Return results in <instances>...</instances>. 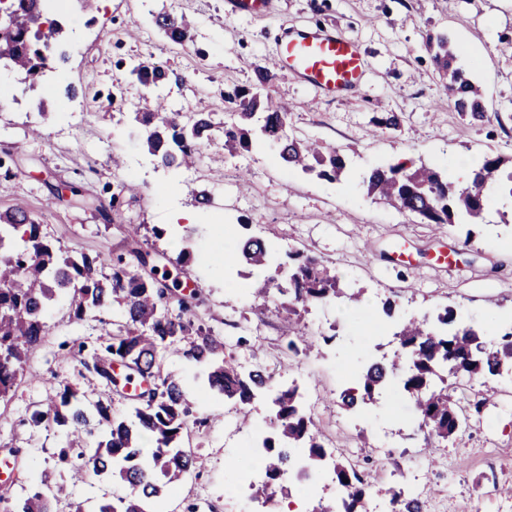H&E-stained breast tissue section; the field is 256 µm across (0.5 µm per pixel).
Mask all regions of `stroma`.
<instances>
[{
  "label": "stroma",
  "instance_id": "1",
  "mask_svg": "<svg viewBox=\"0 0 512 512\" xmlns=\"http://www.w3.org/2000/svg\"><path fill=\"white\" fill-rule=\"evenodd\" d=\"M161 11L186 16L190 39L175 43L158 32L153 17ZM59 20L64 56L50 64L51 92H44L43 80L22 82L15 71L0 70V213L25 203L54 246L107 257L120 253L123 235L100 212L121 193L122 213L142 225L148 247L170 260L182 248L192 251L180 278L204 295L197 316L226 340L230 354L243 365H263L274 378L297 381L306 397L318 398L315 419L325 446L374 474L366 501L391 512L389 490L402 472L418 477L423 512H512V401L486 397L481 378L458 380L455 396L480 403V412L433 454L398 380L389 381L376 405L338 406L363 367L393 351L396 321L448 306L490 338L512 327V198L498 196L484 223L437 230L369 196L362 183L373 166L422 160L452 173L487 155L512 156V52L499 49L501 38H512V0H271L268 11L246 17L227 15L224 0H105L90 12L69 0ZM285 25L333 28L356 39L365 59L357 91L323 100L293 73L276 69ZM437 34L448 35L458 64L482 87L483 120L456 111L426 49L428 36ZM135 60L166 71L158 89L129 81ZM260 68L274 73L267 92L287 106L289 130L340 150L346 177L330 183L285 168L267 148L230 155L217 137L191 170L157 167L141 145L143 128L134 113L160 96L169 111L201 108L224 122L232 110L225 89L251 85ZM74 108L83 112L81 123L68 120ZM387 112L398 114L397 127L377 125ZM115 154L121 167L112 165ZM243 176L249 188L240 187ZM197 191L206 192L208 204H196ZM177 212L193 213V223L172 228ZM157 228L162 236H154ZM249 236L269 249L271 261L262 270L224 260ZM398 247L408 264L391 263ZM295 250L315 255L336 269L345 287L364 293L355 311L340 301L309 305L304 325L312 346L299 356L289 351L276 315L278 295L261 307L251 294L264 278L287 280L286 254ZM442 251L451 267L436 266ZM388 298L397 303L390 318L382 311ZM47 322L43 346L8 404H0V447L25 451L18 494L58 476L68 430L30 420L54 389L74 385L88 400L109 404L117 417L130 408L84 367L91 349L106 339L102 325L75 321L66 295L50 308ZM331 330L335 339L324 341ZM241 336L246 345H237ZM169 366L180 370L198 420L184 445L208 463L163 499L164 512H252L235 483L260 463L250 437L271 433L270 395L256 396L248 422L240 425L236 409L210 392L193 366L176 358ZM122 491L91 474L56 510L96 512L102 499ZM336 496L335 484L316 477L270 508L313 512Z\"/></svg>",
  "mask_w": 512,
  "mask_h": 512
}]
</instances>
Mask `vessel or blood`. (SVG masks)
Instances as JSON below:
<instances>
[{
    "label": "vessel or blood",
    "instance_id": "b4317fda",
    "mask_svg": "<svg viewBox=\"0 0 512 512\" xmlns=\"http://www.w3.org/2000/svg\"><path fill=\"white\" fill-rule=\"evenodd\" d=\"M276 65L325 96L355 88L364 76L357 41L325 28L283 29Z\"/></svg>",
    "mask_w": 512,
    "mask_h": 512
}]
</instances>
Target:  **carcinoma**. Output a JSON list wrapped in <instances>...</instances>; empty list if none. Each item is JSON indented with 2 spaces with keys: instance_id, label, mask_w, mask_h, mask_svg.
Masks as SVG:
<instances>
[{
  "instance_id": "1",
  "label": "carcinoma",
  "mask_w": 512,
  "mask_h": 512,
  "mask_svg": "<svg viewBox=\"0 0 512 512\" xmlns=\"http://www.w3.org/2000/svg\"><path fill=\"white\" fill-rule=\"evenodd\" d=\"M41 0H13L12 28L0 32V61L33 81L49 64V42H58L62 25L43 17ZM154 25L175 43L188 38L189 23L183 16L166 12L154 16ZM446 35L429 37L428 47L439 75L446 79L449 96L457 111L480 121L485 117L483 97L478 87L456 66V56ZM133 81L145 87L159 86L165 72L140 61L130 65ZM273 74L259 69L249 87L224 92V102L233 105L230 120L219 125L213 113L203 109L184 115L166 112L161 99L154 111L137 112L134 119L144 128L143 146L157 163L167 169L190 168L199 160L201 145L219 132L224 150L248 151L267 145L276 150L282 164L321 180L335 182L346 175L345 157L335 148L288 132V110L264 93ZM507 160L488 155L475 166L470 183L459 187L439 169L420 163L377 166L363 177L367 194L379 196L396 208L427 224H453L463 219L469 224L483 221L491 196L504 190L499 178ZM141 225H126L127 244L112 263V275L101 272L104 259L82 254L71 256L45 240L37 217L23 204L0 213V249L5 240L21 235L23 247L0 254V402L6 401L30 354L39 350L49 326L45 313L59 293H72L74 319L92 317L105 323L101 313L113 305L120 307V319L111 341L92 356V370L107 387L116 390L140 388L138 399L126 418L112 415L101 401L88 405L84 395L66 384L55 396L36 405L31 420L71 429L72 444L80 447L84 463L62 475L47 490L37 488L14 495L13 484L0 486V503L5 512H55L56 504L67 496V480L80 482L85 469L106 476L125 488L115 500L103 499L97 512H147V506L164 499L172 487L191 471H201L205 459L182 446L190 430V411L181 377L167 365L173 355L197 367L214 394L239 405L240 419L256 393L272 386V375L261 366H241L224 353L225 342L214 329L197 318L204 298L196 289L182 288L170 272L160 266L157 254L143 248ZM242 261L263 268L268 248L259 238L246 239ZM293 272L281 284L271 278L255 289L254 297L266 298L271 290L283 297L277 313L288 329V348L303 352L305 340L297 331L296 317L311 302L329 303L340 299L354 310L362 302V292L340 286L336 273L318 258L301 252L289 255ZM398 347L393 357L382 358L360 373L358 387L339 396L341 409L350 411L376 399L391 378L399 377L404 392L412 399L420 428L433 441H446L467 425L460 401L448 394V377L480 376L487 391L503 370L512 371V330L497 335L488 345L487 335L470 326L453 332L436 333L428 316L403 322L394 333ZM296 385L275 390L272 399L273 435L262 441L264 479L251 487V497L263 503L274 500L282 489L280 481L301 450L311 468L327 461L328 453L314 417L301 406ZM96 436L93 445L81 447L82 436ZM372 475L360 472L342 460H334V481L342 489L340 512H359ZM391 503L398 512H421L418 498L392 491Z\"/></svg>"
}]
</instances>
